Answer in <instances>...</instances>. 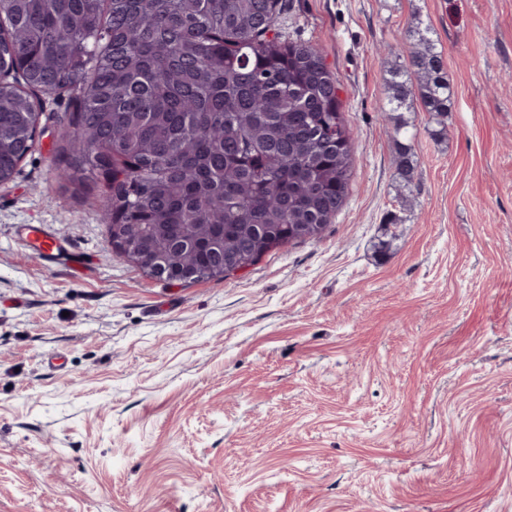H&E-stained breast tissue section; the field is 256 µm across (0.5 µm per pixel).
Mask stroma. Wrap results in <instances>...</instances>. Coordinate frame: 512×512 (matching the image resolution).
Returning <instances> with one entry per match:
<instances>
[{
	"label": "stroma",
	"mask_w": 512,
	"mask_h": 512,
	"mask_svg": "<svg viewBox=\"0 0 512 512\" xmlns=\"http://www.w3.org/2000/svg\"><path fill=\"white\" fill-rule=\"evenodd\" d=\"M282 3L338 80L353 177L318 239L224 278L112 252L104 182L59 177L76 103L44 95L0 184V512H512V0ZM415 21L441 122L378 112ZM18 237L25 246L40 252L50 263L55 262L66 251V247L62 242L45 235L39 226L31 224L20 226L18 228Z\"/></svg>",
	"instance_id": "35a3bbf8"
}]
</instances>
